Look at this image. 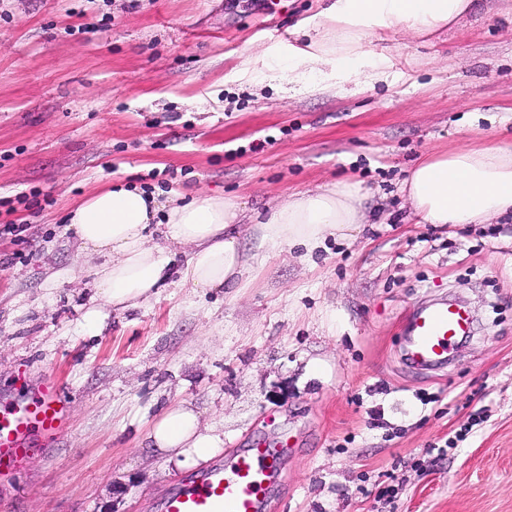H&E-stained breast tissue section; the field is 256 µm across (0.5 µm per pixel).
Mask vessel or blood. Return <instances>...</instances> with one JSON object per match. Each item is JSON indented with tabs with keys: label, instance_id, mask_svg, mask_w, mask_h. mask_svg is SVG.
I'll list each match as a JSON object with an SVG mask.
<instances>
[{
	"label": "vessel or blood",
	"instance_id": "b4317fda",
	"mask_svg": "<svg viewBox=\"0 0 512 512\" xmlns=\"http://www.w3.org/2000/svg\"><path fill=\"white\" fill-rule=\"evenodd\" d=\"M471 332L468 313L457 304H431L415 310L404 337L406 360L414 368L446 364ZM17 395L0 415V483L14 479L40 443L62 430L67 400L51 376L32 377L21 368ZM281 451L262 444L241 448L210 466L189 488L170 496L165 512H267L279 474Z\"/></svg>",
	"mask_w": 512,
	"mask_h": 512
}]
</instances>
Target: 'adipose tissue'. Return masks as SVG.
I'll return each instance as SVG.
<instances>
[{
  "label": "adipose tissue",
  "instance_id": "adipose-tissue-1",
  "mask_svg": "<svg viewBox=\"0 0 512 512\" xmlns=\"http://www.w3.org/2000/svg\"><path fill=\"white\" fill-rule=\"evenodd\" d=\"M475 0H330L314 23L301 28L304 47L293 49L288 70L307 90L322 91L324 69L350 79L367 45L384 32L430 34L455 24ZM411 215L421 224H485L512 215V143L460 148L420 159L401 185ZM364 193L338 182L289 195L266 215L238 201L198 195L162 204L136 186H116L88 197L67 217L82 251L103 255L95 292L85 314L96 329L105 309L124 310L153 297L163 287L177 254L189 246L180 269L182 287L245 288L256 255L275 249L312 253L331 237H347L365 223ZM162 241H153L155 228ZM248 236L252 252L240 247ZM146 439L150 448L189 468L222 450L223 440L202 424L195 408L181 403L163 411Z\"/></svg>",
  "mask_w": 512,
  "mask_h": 512
}]
</instances>
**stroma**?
<instances>
[{
    "label": "stroma",
    "instance_id": "obj_1",
    "mask_svg": "<svg viewBox=\"0 0 512 512\" xmlns=\"http://www.w3.org/2000/svg\"><path fill=\"white\" fill-rule=\"evenodd\" d=\"M318 9L0 0V395L25 364L68 399L0 512H164L202 472L145 441L181 402L225 449L287 442L270 512H512V218L410 224L401 193L427 155L512 141V11L477 0L431 35L374 40L385 80L238 79L242 54L302 44L293 27ZM339 181L370 222L311 259L270 257L246 288L173 284L86 331L101 259L75 265L65 219L90 195L129 184L262 214ZM441 299L472 333L444 368H411L407 319Z\"/></svg>",
    "mask_w": 512,
    "mask_h": 512
}]
</instances>
